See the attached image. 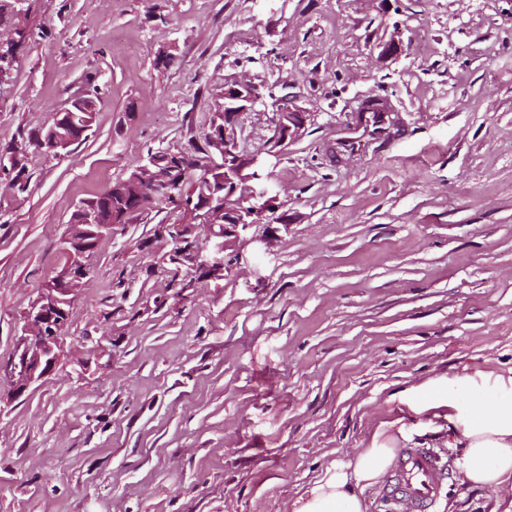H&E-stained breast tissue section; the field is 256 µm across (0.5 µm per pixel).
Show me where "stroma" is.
I'll return each instance as SVG.
<instances>
[{"label": "stroma", "instance_id": "obj_1", "mask_svg": "<svg viewBox=\"0 0 512 512\" xmlns=\"http://www.w3.org/2000/svg\"><path fill=\"white\" fill-rule=\"evenodd\" d=\"M26 26L0 82V152L28 145L25 191L0 170V512H293L385 422L458 465L398 394L512 373V0H34ZM235 78L265 92L247 150L273 134V96L312 114L254 185L284 223L247 229L228 273L184 268L177 285L154 227L190 215L119 225L59 369L11 398L20 318L65 262L75 205L147 151L204 147ZM93 85L85 143L29 146ZM372 97L398 138L337 153ZM459 499L512 512L511 493H462L452 473L431 512Z\"/></svg>", "mask_w": 512, "mask_h": 512}]
</instances>
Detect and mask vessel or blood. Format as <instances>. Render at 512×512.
<instances>
[{
	"label": "vessel or blood",
	"instance_id": "vessel-or-blood-1",
	"mask_svg": "<svg viewBox=\"0 0 512 512\" xmlns=\"http://www.w3.org/2000/svg\"><path fill=\"white\" fill-rule=\"evenodd\" d=\"M390 129L386 114L372 112L349 133L348 139L365 149L389 137ZM444 479V468L433 449H402L383 493L387 512H428Z\"/></svg>",
	"mask_w": 512,
	"mask_h": 512
}]
</instances>
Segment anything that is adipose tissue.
Returning <instances> with one entry per match:
<instances>
[{
  "label": "adipose tissue",
  "instance_id": "ef3b65f1",
  "mask_svg": "<svg viewBox=\"0 0 512 512\" xmlns=\"http://www.w3.org/2000/svg\"><path fill=\"white\" fill-rule=\"evenodd\" d=\"M417 413L448 422V445L461 449L457 480L465 490L512 488V374L478 371L431 380L400 394ZM397 437L377 433L369 447L328 469L294 512H366L363 493L391 470Z\"/></svg>",
  "mask_w": 512,
  "mask_h": 512
}]
</instances>
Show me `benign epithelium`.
Returning <instances> with one entry per match:
<instances>
[{
    "instance_id": "1",
    "label": "benign epithelium",
    "mask_w": 512,
    "mask_h": 512,
    "mask_svg": "<svg viewBox=\"0 0 512 512\" xmlns=\"http://www.w3.org/2000/svg\"><path fill=\"white\" fill-rule=\"evenodd\" d=\"M234 95L245 98V103L235 109L224 107L219 116L224 118L222 131L210 141L209 154L218 156L221 162L204 171L205 179L218 185L217 193L200 206L201 219L211 223H222L223 232L216 234L211 248L206 252L192 247L179 252L182 261L191 266L202 265L210 271L222 272L227 268V251L240 244L237 228L256 223V212L243 206V199L236 198L238 184L228 179L225 171L237 170L242 180H253L258 168L266 165V157H277L282 149L303 136L308 118L297 105L296 98L288 94L278 99L274 119L276 136L260 152H249L242 147L245 117L255 110L261 100L257 86L251 82H238ZM72 138L54 135L39 139L40 150L54 155L67 153ZM174 177L173 164L142 160L122 179V187L132 203V210L146 211L154 202L169 193ZM92 222L90 228L78 226L65 238L69 259L56 274L46 280L22 318L20 335L10 363L12 395L22 396L29 388L44 380L57 367L65 337L62 329L70 316L69 305L80 286L76 269L84 265L87 255L96 245L115 232L117 222L112 219V204L108 194H103L87 204L82 200L76 205Z\"/></svg>"
}]
</instances>
